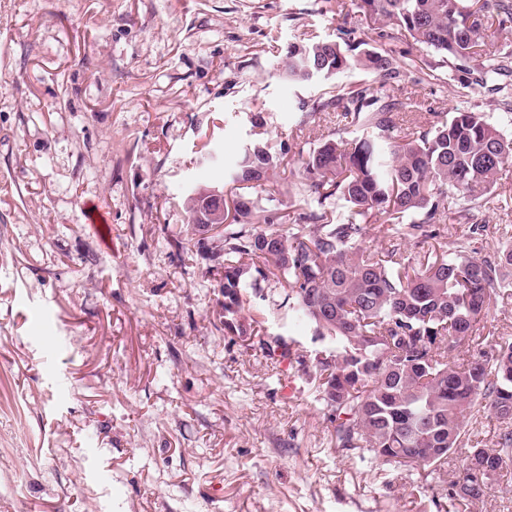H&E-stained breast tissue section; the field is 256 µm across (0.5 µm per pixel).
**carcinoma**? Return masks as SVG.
Masks as SVG:
<instances>
[{
  "label": "carcinoma",
  "mask_w": 512,
  "mask_h": 512,
  "mask_svg": "<svg viewBox=\"0 0 512 512\" xmlns=\"http://www.w3.org/2000/svg\"><path fill=\"white\" fill-rule=\"evenodd\" d=\"M359 7L440 56L463 88L512 74V50L495 40L512 29V0H360ZM351 35L289 46L288 77L374 75L378 85L353 82L309 110L342 112L358 136L348 141L339 129L307 151L311 135L303 120L292 144L276 149L255 116L231 175L249 192L224 207L214 236L195 223L196 213L210 209L205 199L184 202L187 234L201 258L224 270L226 335L258 338L271 358L285 346L279 336L262 338L261 322L246 312L248 297L258 293L310 326L321 343L314 381L336 422L339 447L436 469L461 447L477 415L492 413L501 424L496 447L470 448L467 467L448 480L452 512H467L492 482L512 473V342L490 357L471 353L492 301L512 287V246L489 260L468 254L470 240L485 231L478 215L491 208L497 176L512 161V136L482 111L430 112L427 126L402 128L382 152L379 140L395 127V116L422 105L395 95L402 65L392 50ZM291 149L303 171L288 189L299 223L286 232L259 194ZM341 202L347 214L336 218ZM369 215L383 218L375 230L392 241L385 253L364 247ZM446 222L467 225V236L431 263L406 264L405 253L423 249ZM263 282L271 285L267 293Z\"/></svg>",
  "instance_id": "carcinoma-1"
}]
</instances>
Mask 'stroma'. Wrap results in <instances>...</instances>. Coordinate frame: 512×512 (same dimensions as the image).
Returning <instances> with one entry per match:
<instances>
[{
    "instance_id": "stroma-1",
    "label": "stroma",
    "mask_w": 512,
    "mask_h": 512,
    "mask_svg": "<svg viewBox=\"0 0 512 512\" xmlns=\"http://www.w3.org/2000/svg\"><path fill=\"white\" fill-rule=\"evenodd\" d=\"M349 29L407 63L401 96L512 132L500 95L357 0H0V512H448L435 475L337 447L303 323L252 297L276 364L225 335L221 276L185 242L188 193H236L206 145L232 165L257 113L275 145L340 127L302 105L373 75L297 83L286 55ZM496 194L479 259L512 238V164ZM480 334L478 354L512 340V297Z\"/></svg>"
}]
</instances>
